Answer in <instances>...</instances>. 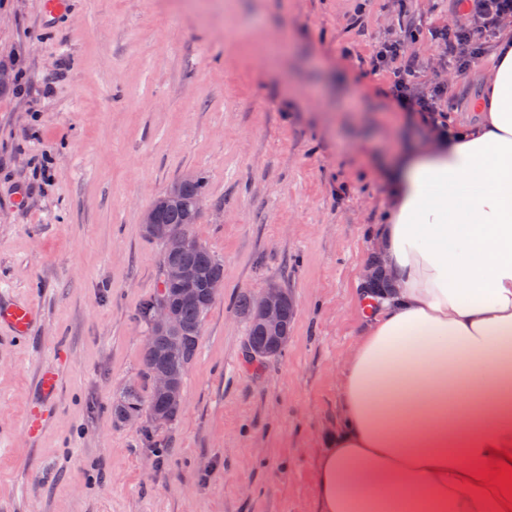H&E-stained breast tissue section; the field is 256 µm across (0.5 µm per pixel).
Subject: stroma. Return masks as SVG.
I'll return each instance as SVG.
<instances>
[{
  "label": "stroma",
  "mask_w": 512,
  "mask_h": 512,
  "mask_svg": "<svg viewBox=\"0 0 512 512\" xmlns=\"http://www.w3.org/2000/svg\"><path fill=\"white\" fill-rule=\"evenodd\" d=\"M453 0H0V296L41 319L0 334V512H315L312 470L362 335L363 271L384 223L383 156L414 125L386 97L375 45L429 30ZM482 65L448 71L474 121ZM191 173L193 233L224 263L177 422L113 421L149 395L140 305L162 245L143 211ZM295 304L281 356L248 362L241 296ZM63 372L46 425L24 423L39 369Z\"/></svg>",
  "instance_id": "1"
}]
</instances>
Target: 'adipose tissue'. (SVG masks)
<instances>
[{"instance_id":"ef3b65f1","label":"adipose tissue","mask_w":512,"mask_h":512,"mask_svg":"<svg viewBox=\"0 0 512 512\" xmlns=\"http://www.w3.org/2000/svg\"><path fill=\"white\" fill-rule=\"evenodd\" d=\"M426 130L387 165L374 242L393 287L343 361L318 512H512L481 483L512 454V22L478 119Z\"/></svg>"}]
</instances>
